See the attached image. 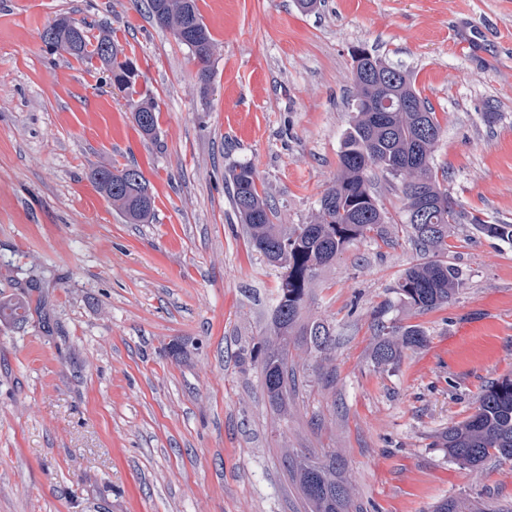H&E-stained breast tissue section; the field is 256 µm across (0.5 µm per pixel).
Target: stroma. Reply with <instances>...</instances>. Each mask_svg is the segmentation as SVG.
Segmentation results:
<instances>
[{
  "instance_id": "1",
  "label": "stroma",
  "mask_w": 512,
  "mask_h": 512,
  "mask_svg": "<svg viewBox=\"0 0 512 512\" xmlns=\"http://www.w3.org/2000/svg\"><path fill=\"white\" fill-rule=\"evenodd\" d=\"M197 4L214 42L205 93L148 0H0V299L32 302L25 325H0V512H305L285 468L302 449L343 457L353 512L448 498L512 512V460L478 477L437 445L512 375V243L469 222L512 224V0ZM60 14L113 32L159 105L155 140L106 67L45 46ZM358 48L410 70L437 115L434 167L466 215L448 234L462 284L439 309L405 308L406 237L350 244L303 311L336 347L291 346L283 416L248 356L280 271L248 241L232 174L252 167L275 223H309L339 170ZM109 164L148 179L150 223L97 190ZM379 314L426 344L375 366Z\"/></svg>"
}]
</instances>
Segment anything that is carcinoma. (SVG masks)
Segmentation results:
<instances>
[{
	"label": "carcinoma",
	"mask_w": 512,
	"mask_h": 512,
	"mask_svg": "<svg viewBox=\"0 0 512 512\" xmlns=\"http://www.w3.org/2000/svg\"><path fill=\"white\" fill-rule=\"evenodd\" d=\"M148 8L155 24L163 21L169 29L179 30L181 43L199 66L200 91L207 93L214 43L197 0H148ZM54 45L78 60L110 64L117 72L134 65L127 58L119 60L122 49L108 33H100L93 44L84 27L66 16L54 20ZM353 78L356 96L372 97V110L351 113L341 143L340 170L322 192L310 223L282 230L273 223L275 210L259 192L253 169L242 165L233 173V205L246 226L249 243L280 269L270 316L272 333L255 343L249 356L260 365L269 403L285 413L296 387V370L288 364L291 343L301 336L326 356L335 345L328 325L301 321L315 278L354 241L392 242L387 230L390 219L373 187L375 172L400 183L401 232L421 257L395 285L400 302L429 312L449 303L461 283L459 270L448 261V229L461 223L463 214L434 168L433 152L441 133L436 112L416 90L409 71L371 53L354 60ZM117 89L125 93L143 138L154 139L158 118L153 98L139 94L133 84ZM92 180L127 223L150 219L155 197L139 169L101 165L93 171ZM472 223L482 233L512 242V224H486L477 218ZM30 315L27 297L0 300L1 325H23ZM383 316L378 311L372 358L378 366H395L405 351L424 346L426 333L418 325L387 326ZM438 445L450 459L476 472L492 458L512 459V377L492 382L471 415L441 432ZM287 469L296 475L309 512H349L353 490L337 475L334 452L320 456L298 452Z\"/></svg>",
	"instance_id": "carcinoma-1"
}]
</instances>
